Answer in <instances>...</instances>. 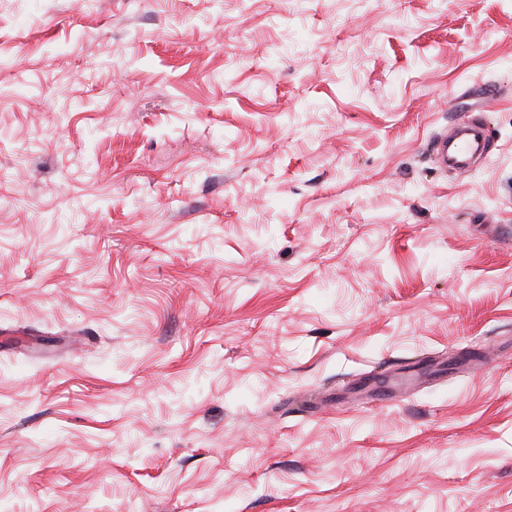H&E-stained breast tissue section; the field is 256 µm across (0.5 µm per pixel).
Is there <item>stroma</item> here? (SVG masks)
I'll use <instances>...</instances> for the list:
<instances>
[{
  "mask_svg": "<svg viewBox=\"0 0 512 512\" xmlns=\"http://www.w3.org/2000/svg\"><path fill=\"white\" fill-rule=\"evenodd\" d=\"M1 329L0 512H512V0H0ZM465 136L458 137L454 142V150L460 156H469L477 151H483V134L485 132L482 120L470 113L460 121L458 126Z\"/></svg>",
  "mask_w": 512,
  "mask_h": 512,
  "instance_id": "obj_1",
  "label": "stroma"
}]
</instances>
